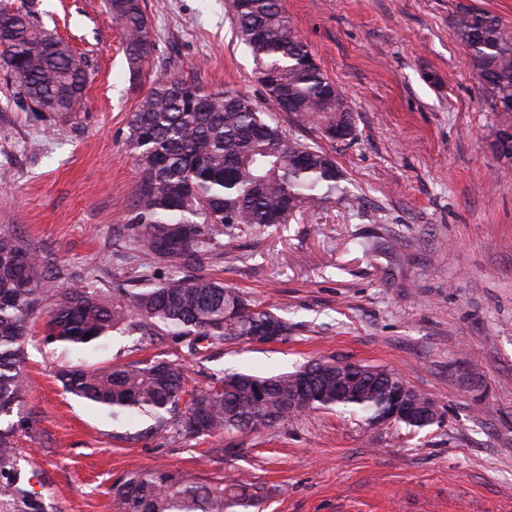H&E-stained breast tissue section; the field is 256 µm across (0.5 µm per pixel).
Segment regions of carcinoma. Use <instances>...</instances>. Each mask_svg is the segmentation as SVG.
Wrapping results in <instances>:
<instances>
[{
  "mask_svg": "<svg viewBox=\"0 0 512 512\" xmlns=\"http://www.w3.org/2000/svg\"><path fill=\"white\" fill-rule=\"evenodd\" d=\"M108 8L121 29L129 70H142L155 50L143 0H108ZM231 9L256 61L266 106L167 74L152 82L127 123V143L142 172L132 240L144 248L148 266L200 265L239 233L285 224L306 205L357 200L342 186L336 160L288 133L278 117L289 112L329 140L338 132L348 137L354 125L345 95L313 62L282 0H231ZM455 27L493 111L503 117L501 126H512V28L482 9L460 12ZM0 69L35 113L77 111L88 83L86 63L42 26L29 0L0 7ZM61 274L15 231L0 229V512H42L14 450L16 429L26 420L21 365L33 321L43 319L45 342L75 348L96 346L114 331L175 336L191 349L201 341L214 346L250 339L273 324L280 338L288 336V320L208 276L137 292L116 288L106 302L86 286L56 287ZM314 364L271 376L226 372L191 392L184 370L164 361L72 366L59 380L66 392L115 420L144 415L158 428L195 439L288 422L299 414L288 397L302 370ZM398 379L393 369L365 365L337 385L317 387L310 408L351 410L375 423L392 407L391 383ZM13 416L17 421H9ZM115 497L120 512H250L261 494L243 480L149 470L122 481Z\"/></svg>",
  "mask_w": 512,
  "mask_h": 512,
  "instance_id": "cac0c4a2",
  "label": "carcinoma"
}]
</instances>
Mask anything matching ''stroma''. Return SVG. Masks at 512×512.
Masks as SVG:
<instances>
[{"label":"stroma","mask_w":512,"mask_h":512,"mask_svg":"<svg viewBox=\"0 0 512 512\" xmlns=\"http://www.w3.org/2000/svg\"><path fill=\"white\" fill-rule=\"evenodd\" d=\"M90 74L79 111L29 112L0 71V227L51 254L66 285L148 288L200 275L287 318L285 340L189 351L171 336L111 333L97 347L39 339L23 363L25 479L45 512H118L113 488L163 468L247 477L259 512H512V162L493 150L501 118L454 21L466 8L512 25V0H284L298 33L348 99L355 133L320 138L360 205L319 202L243 233L203 265L146 267L127 226L141 179L127 122L153 79L177 73L262 102L228 0H144L155 51L130 72L106 0H32ZM314 359L397 370L440 421L418 432L312 410L249 434L185 440L145 417L120 421L66 393L64 366L136 360L184 367L205 387L227 370L289 372Z\"/></svg>","instance_id":"1"}]
</instances>
